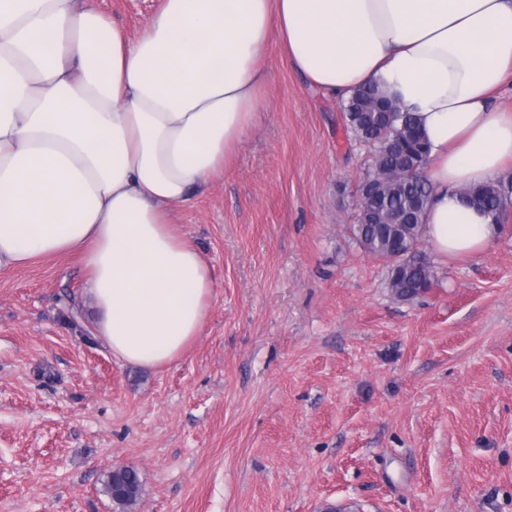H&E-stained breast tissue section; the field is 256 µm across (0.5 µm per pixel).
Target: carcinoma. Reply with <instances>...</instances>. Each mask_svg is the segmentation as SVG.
I'll list each match as a JSON object with an SVG mask.
<instances>
[{
	"label": "carcinoma",
	"mask_w": 512,
	"mask_h": 512,
	"mask_svg": "<svg viewBox=\"0 0 512 512\" xmlns=\"http://www.w3.org/2000/svg\"><path fill=\"white\" fill-rule=\"evenodd\" d=\"M343 114L347 128L367 146L371 157V169L359 188L408 219L405 224H372L362 199L350 231L366 252L391 263L388 286L394 295L413 299L438 284L433 266L419 262L418 257L422 215L432 193L423 175L428 144L413 115L373 86L357 89L343 104ZM465 195L470 204L495 218L512 204V180L468 187ZM106 490L116 504L132 506L141 494L138 474L119 468L108 475Z\"/></svg>",
	"instance_id": "carcinoma-1"
}]
</instances>
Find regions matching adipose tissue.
<instances>
[{
    "label": "adipose tissue",
    "instance_id": "adipose-tissue-1",
    "mask_svg": "<svg viewBox=\"0 0 512 512\" xmlns=\"http://www.w3.org/2000/svg\"><path fill=\"white\" fill-rule=\"evenodd\" d=\"M279 45L309 86H379L417 119L439 254L499 233L461 188L512 164V0H162L136 38L83 0H0V268L80 254L96 333L162 369L200 335L210 265L176 221L256 124Z\"/></svg>",
    "mask_w": 512,
    "mask_h": 512
}]
</instances>
